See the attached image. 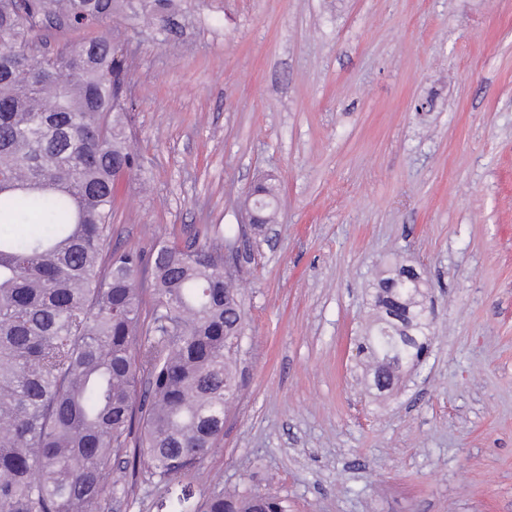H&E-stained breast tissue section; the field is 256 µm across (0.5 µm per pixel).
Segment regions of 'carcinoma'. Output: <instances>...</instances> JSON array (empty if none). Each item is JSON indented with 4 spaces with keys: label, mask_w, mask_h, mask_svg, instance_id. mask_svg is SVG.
I'll return each mask as SVG.
<instances>
[{
    "label": "carcinoma",
    "mask_w": 512,
    "mask_h": 512,
    "mask_svg": "<svg viewBox=\"0 0 512 512\" xmlns=\"http://www.w3.org/2000/svg\"><path fill=\"white\" fill-rule=\"evenodd\" d=\"M182 0H0V512H90L126 496L127 471L167 486L224 435L245 330L238 264L160 238L149 258L105 252L117 175L136 170L122 51L100 30L174 39ZM86 31L50 47L47 33ZM265 223L273 187L254 189ZM426 281L377 280L363 350L392 390L429 351ZM153 304L144 309L143 292ZM171 512H288L268 489L218 491Z\"/></svg>",
    "instance_id": "1"
}]
</instances>
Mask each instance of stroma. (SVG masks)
<instances>
[{
	"instance_id": "obj_1",
	"label": "stroma",
	"mask_w": 512,
	"mask_h": 512,
	"mask_svg": "<svg viewBox=\"0 0 512 512\" xmlns=\"http://www.w3.org/2000/svg\"><path fill=\"white\" fill-rule=\"evenodd\" d=\"M114 22L138 167L109 247L243 228L247 323L224 435L188 478L290 512H512V0H189ZM277 221L244 222L257 184ZM418 264L430 356L378 392L373 285ZM147 469L93 512H167Z\"/></svg>"
}]
</instances>
